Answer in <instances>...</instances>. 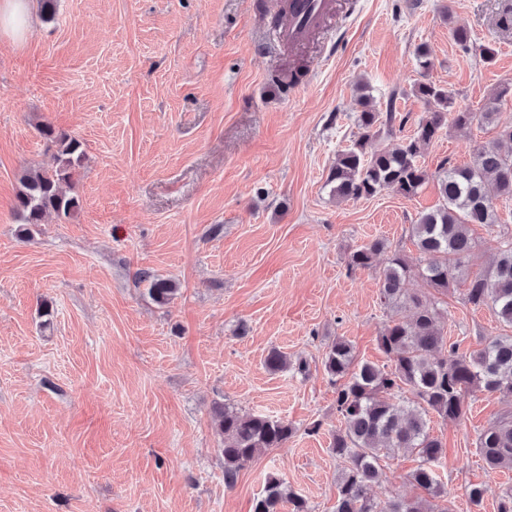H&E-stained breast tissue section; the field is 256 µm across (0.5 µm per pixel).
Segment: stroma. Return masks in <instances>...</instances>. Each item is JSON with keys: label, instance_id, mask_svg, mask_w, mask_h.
<instances>
[{"label": "stroma", "instance_id": "stroma-1", "mask_svg": "<svg viewBox=\"0 0 512 512\" xmlns=\"http://www.w3.org/2000/svg\"><path fill=\"white\" fill-rule=\"evenodd\" d=\"M501 2L335 0L287 94L269 80L292 60L266 40L279 0H58L55 21L36 22L25 41L0 32V512H252L272 475L309 512H334L345 463L331 450L342 423L326 347L342 337L357 361H386L379 270L349 271V257L384 238L419 265L409 226L442 203L436 171L470 164L495 128L444 126L411 199L387 189L339 200L327 176L358 136L360 86L381 105L396 93L407 118L374 141L380 149L422 116L416 83L479 112L512 82ZM453 21L475 51L457 49ZM423 43L434 54L425 73ZM46 123L84 143L71 189L80 207L21 239L19 178L54 164ZM144 270L177 283L170 304L148 296ZM447 302L444 330L461 350L500 333L488 308L453 291ZM274 348L287 370L266 368ZM468 402L461 420L428 416L443 444L437 503L496 512L512 469L487 470L475 431L512 410V396L477 390ZM217 403L295 428L230 488ZM418 465L392 451L371 497H423ZM477 484L490 489L478 507Z\"/></svg>", "mask_w": 512, "mask_h": 512}]
</instances>
